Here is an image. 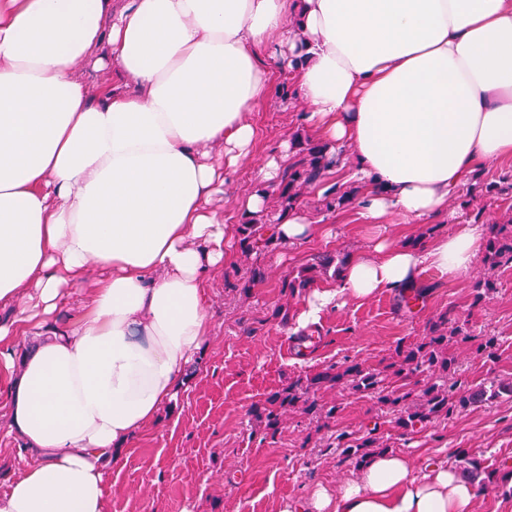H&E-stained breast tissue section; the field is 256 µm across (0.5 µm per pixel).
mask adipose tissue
<instances>
[{
	"mask_svg": "<svg viewBox=\"0 0 512 512\" xmlns=\"http://www.w3.org/2000/svg\"><path fill=\"white\" fill-rule=\"evenodd\" d=\"M105 62L113 84L92 94L78 69ZM274 62L364 224L438 218L480 165L512 158V0H0V405L38 457L0 512H107L106 466L207 334L230 233L210 203L251 160ZM288 156L255 171L240 214L265 215ZM270 231L290 247L323 227L298 205ZM483 244L478 224L421 247L369 235L296 328L428 268L466 274ZM74 290L80 315L56 325ZM477 497L445 459L382 452L284 512H474Z\"/></svg>",
	"mask_w": 512,
	"mask_h": 512,
	"instance_id": "ef3b65f1",
	"label": "adipose tissue"
}]
</instances>
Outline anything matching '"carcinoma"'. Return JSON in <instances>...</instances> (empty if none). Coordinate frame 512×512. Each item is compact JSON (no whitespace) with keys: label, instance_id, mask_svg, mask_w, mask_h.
<instances>
[{"label":"carcinoma","instance_id":"1","mask_svg":"<svg viewBox=\"0 0 512 512\" xmlns=\"http://www.w3.org/2000/svg\"><path fill=\"white\" fill-rule=\"evenodd\" d=\"M299 150L300 159L289 166L284 172L280 183L272 194L278 202V216H283L289 209L298 204L301 190L322 178L327 165V146L314 142L307 137L298 136L294 140ZM273 223L269 215L262 218L245 219L238 227L240 245L247 254L251 252L274 249L278 242L274 236L266 234L268 225ZM485 261L492 268L512 264V219L504 224L495 225L493 235L484 246ZM334 259L325 256L316 265H309L297 272H291L280 282L281 294L295 296L306 291L315 281L316 268H327ZM471 334L459 324L454 311L448 309L438 315L429 324V333L423 341L403 350H398L399 361L392 365L391 376L398 381H407L418 374H428V381L416 400H411L412 392H401L390 388L388 376L374 372L360 364L346 367L343 371L328 370L317 374L310 382L299 380L272 393L265 402L254 407L253 421L266 432L275 434L283 424L285 413L296 407L318 419L336 417L337 406L322 405L311 389L318 384H334L342 380L349 383L352 389L370 394L395 416V425L402 429L413 428L418 424H430L449 415L468 409L486 401H491L506 391L512 394V383H482L465 392H458L454 385L448 384L454 361L448 358V343L467 344ZM336 447L341 454L360 465L373 453L384 452L388 446L373 437H353L346 433L336 436ZM467 477L486 488L490 485L512 493V482L509 475L512 471L503 465V472L496 473L486 469L475 459H465Z\"/></svg>","mask_w":512,"mask_h":512}]
</instances>
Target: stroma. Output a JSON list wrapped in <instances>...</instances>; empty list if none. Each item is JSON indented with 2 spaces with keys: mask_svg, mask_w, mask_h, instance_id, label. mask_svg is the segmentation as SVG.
I'll use <instances>...</instances> for the list:
<instances>
[{
  "mask_svg": "<svg viewBox=\"0 0 512 512\" xmlns=\"http://www.w3.org/2000/svg\"><path fill=\"white\" fill-rule=\"evenodd\" d=\"M281 101L274 96L272 104L258 106L251 115L258 130L255 162L272 153L283 136L306 133L298 99L286 107ZM480 175L481 187L453 199L440 221L394 220L381 225V234L417 246L459 224L505 222L512 216V160L487 164ZM489 182L496 184V194L486 193ZM303 199L325 224L326 236L249 255L239 237H232L230 262L208 281L210 333L192 362L195 373L109 469L108 512H282L285 504L315 489L333 493L356 478L354 461L336 448L335 437L342 432L379 437L390 451L418 465L440 456L458 469L467 456L492 468L512 464V397L506 395L404 430L394 426L385 407L341 382L316 393L321 403L337 405L335 418L319 420L297 408L287 413L276 434L255 429L249 411L271 393L332 365L386 370L396 348L420 342L430 322L451 307L474 337L473 343L448 346L456 359L451 380L458 390L486 379H512V267L492 270L480 257L455 279L424 273L425 294L417 308L392 293L327 309L314 349L300 355L298 336L281 316H296L304 298L283 296L281 279L318 256L347 259L368 244L352 205L326 210L313 185ZM256 266L265 279L243 292L247 271ZM486 278L496 287L482 302H474V285ZM490 337L496 340L494 356L476 354V344ZM22 445L1 420L0 492L30 462Z\"/></svg>",
  "mask_w": 512,
  "mask_h": 512,
  "instance_id": "stroma-1",
  "label": "stroma"
}]
</instances>
